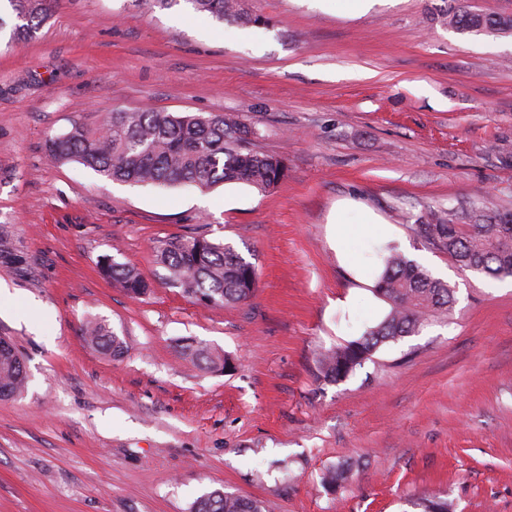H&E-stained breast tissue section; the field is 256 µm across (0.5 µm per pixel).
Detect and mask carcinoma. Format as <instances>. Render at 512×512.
I'll list each match as a JSON object with an SVG mask.
<instances>
[{"label":"carcinoma","mask_w":512,"mask_h":512,"mask_svg":"<svg viewBox=\"0 0 512 512\" xmlns=\"http://www.w3.org/2000/svg\"><path fill=\"white\" fill-rule=\"evenodd\" d=\"M19 24L12 39L26 38L39 29L56 0H7ZM198 12L219 21L259 24L240 9L239 0H188ZM442 25L462 32L512 31V17H493L472 11L453 0L440 17ZM256 132L231 113L135 112L114 109L97 126L75 124L66 133L50 138L46 151L54 161H75L101 177L119 183L166 189L191 185L209 190L224 183H244L261 192L277 186L286 176V165L277 155L256 147ZM512 224V210L488 200L457 212L430 209L414 225L415 233L431 248L448 254L464 269L495 277L512 269V236L499 235L495 227ZM153 253L164 269L163 281L179 288L205 307H225L247 301L258 281L256 266L228 244L201 235L175 234L155 241ZM102 274L139 297L150 291L133 267L105 255ZM0 266L19 278H28L33 267L22 241L0 225ZM373 292L389 311L358 339L325 354L319 374L328 382L349 377L382 346L413 335L434 318L448 316L455 303L454 288L434 277L405 255L391 251L383 257ZM90 345L118 357L126 340L102 321L84 329ZM184 355L198 367L210 369L229 364L207 345L184 347ZM27 384L24 363L13 345L0 351V399L21 395ZM190 512H262L259 501L221 489L198 498Z\"/></svg>","instance_id":"cac0c4a2"}]
</instances>
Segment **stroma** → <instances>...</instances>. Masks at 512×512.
I'll return each mask as SVG.
<instances>
[{"label":"stroma","mask_w":512,"mask_h":512,"mask_svg":"<svg viewBox=\"0 0 512 512\" xmlns=\"http://www.w3.org/2000/svg\"><path fill=\"white\" fill-rule=\"evenodd\" d=\"M258 26L188 0H59L33 37L0 32V224L36 267L0 268V310L29 376L0 400V512H190L221 489L264 512H512V277L429 248L430 206L485 196L512 208V34L460 33L446 0H241ZM232 113L280 155L269 193L117 184L57 163L49 138L114 109ZM353 199L395 229L354 230L341 262L329 218ZM173 233L232 244L260 274L247 301L207 308L161 283ZM394 249L455 289L451 314L381 347L343 381L321 353L388 312L370 285ZM151 283L135 298L100 256ZM104 321L128 349L88 345ZM195 340L229 371L179 352ZM348 463L330 491L323 473Z\"/></svg>","instance_id":"35a3bbf8"}]
</instances>
